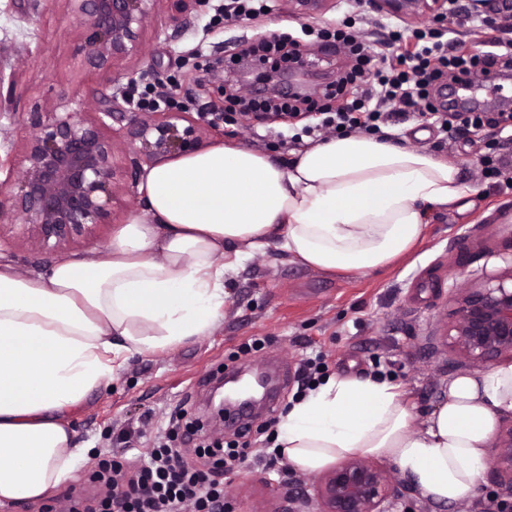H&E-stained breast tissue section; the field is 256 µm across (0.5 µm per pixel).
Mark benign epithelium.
I'll return each mask as SVG.
<instances>
[{
	"instance_id": "1",
	"label": "benign epithelium",
	"mask_w": 512,
	"mask_h": 512,
	"mask_svg": "<svg viewBox=\"0 0 512 512\" xmlns=\"http://www.w3.org/2000/svg\"><path fill=\"white\" fill-rule=\"evenodd\" d=\"M432 3L437 16L447 0H374L380 10L400 12L416 2ZM70 12L84 20L85 31L74 47L82 67L111 72L121 61L140 56L145 23L167 2L180 15H191L206 0H65ZM104 99L99 111H85L78 94L61 95L28 117L32 133L25 141L18 175L12 164L0 180V218H14L12 233L29 239L41 250L55 251L91 238L110 223L117 185L126 170L115 160L112 140L113 109L118 96ZM187 126L179 128L180 122ZM215 123L192 121L184 112H164L159 120L136 122L127 129L131 141L141 143L151 164L200 149L203 135ZM444 343L451 351L479 366L504 359L512 363V267L465 288L451 298ZM220 379L209 397L218 410L255 403V392L267 388L258 373L226 394ZM501 512H512V418L496 432L491 448ZM398 497L390 475L362 457L344 459L326 469L313 485L317 512H387Z\"/></svg>"
}]
</instances>
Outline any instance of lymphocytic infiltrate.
<instances>
[{"instance_id": "1", "label": "lymphocytic infiltrate", "mask_w": 512, "mask_h": 512, "mask_svg": "<svg viewBox=\"0 0 512 512\" xmlns=\"http://www.w3.org/2000/svg\"><path fill=\"white\" fill-rule=\"evenodd\" d=\"M349 12L341 24L320 29L304 28L323 42L344 47L352 66L322 92L321 100L306 103L317 121L301 133L313 141L326 133L345 130L382 136V128L415 117L422 126L436 127L444 139L457 140L468 133L491 128L512 132V113L491 117L470 110L447 113L438 107L437 92L446 82L464 81L498 73L512 64V38L496 39L491 50H470L453 38V24L473 29L491 27L490 16L449 10L447 25L415 32L407 44L401 30L380 24L379 33L366 35L364 0H347ZM197 425L178 412L167 428L159 431L155 446L140 458L132 472L121 461L102 464L92 475L107 493L99 512H230L223 477L249 458L262 457L268 469L282 458L280 449L249 447L247 442L214 441L200 448L202 466H189L182 449L173 447L177 430L193 434Z\"/></svg>"}]
</instances>
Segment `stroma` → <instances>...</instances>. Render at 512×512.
I'll list each match as a JSON object with an SVG mask.
<instances>
[{
	"label": "stroma",
	"instance_id": "1",
	"mask_svg": "<svg viewBox=\"0 0 512 512\" xmlns=\"http://www.w3.org/2000/svg\"><path fill=\"white\" fill-rule=\"evenodd\" d=\"M270 6L267 15L227 25L211 24L207 11L183 21L161 10L145 25L141 57L120 63L116 70L152 69L154 80L171 85L190 116L224 112L229 107L225 87L240 85L235 62L242 49L289 33L321 63L304 74L289 70L288 77L291 83L303 84L305 92L320 95L351 61L345 52L311 44L301 28L341 22L347 14L344 0H326L322 8L310 11L296 9L293 0H270ZM82 30L64 0H0L1 158L19 160L28 114L45 98L76 90L87 111L94 112L99 99L112 93L109 74L72 64L73 43ZM235 118L233 125H220L208 135L207 143H237L261 150L276 162L290 160L294 143H282L268 133L269 128H282L281 118L272 115L260 124L253 113L240 111ZM390 132L395 145L427 150L457 167L468 187L466 196L429 210L422 239L388 268L367 275L325 273L274 245L254 255L229 279L224 318L209 335L131 359L118 380L94 394L71 420L76 444L91 449L87 459L38 504L19 502L9 512H64L72 504L96 505L103 488L90 476L100 463L126 446L135 454L145 453L157 427L167 426L182 409L202 423L200 439L231 440L224 424L212 419L206 398L229 354L255 338L266 342L262 357H279L291 374L305 354L319 349L327 375L378 376L397 385L416 429L445 400L451 379L480 375L481 367L450 352L441 335L452 293L512 266V230L496 221L498 209L512 210V189L496 188L481 175L485 134L448 143L412 118ZM142 205L137 189L122 186L116 191L110 223L98 228L92 243H75L56 254L6 232L0 234L7 244L0 260L26 275L46 268L58 255L75 257L89 246H108L116 229L137 216ZM382 466L395 476L400 493L390 512H484L496 495L490 472L465 500L436 503L399 478L390 461ZM291 475V484L283 485L263 462L248 460L229 479L234 512H269L281 496L311 488L315 480L296 468Z\"/></svg>",
	"mask_w": 512,
	"mask_h": 512
}]
</instances>
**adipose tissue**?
<instances>
[{"instance_id":"ef3b65f1","label":"adipose tissue","mask_w":512,"mask_h":512,"mask_svg":"<svg viewBox=\"0 0 512 512\" xmlns=\"http://www.w3.org/2000/svg\"><path fill=\"white\" fill-rule=\"evenodd\" d=\"M466 191L455 166L362 133L309 144L287 166L217 142L145 168L143 213L109 246L29 276L0 264V508L69 478L87 454L70 416L133 356L208 335L227 277L255 253L275 243L311 268L364 275ZM511 411L512 366L451 380L418 430L395 385L330 377L291 403L275 444L306 473L357 454L387 459L420 496L453 504L486 476Z\"/></svg>"}]
</instances>
